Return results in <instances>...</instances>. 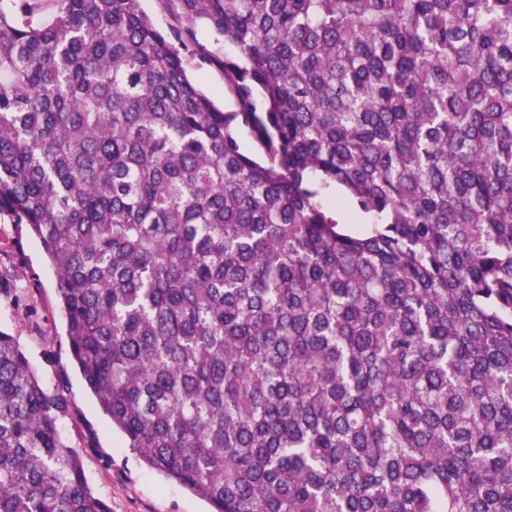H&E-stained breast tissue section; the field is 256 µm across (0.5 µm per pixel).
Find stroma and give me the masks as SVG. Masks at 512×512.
<instances>
[{
  "label": "stroma",
  "mask_w": 512,
  "mask_h": 512,
  "mask_svg": "<svg viewBox=\"0 0 512 512\" xmlns=\"http://www.w3.org/2000/svg\"><path fill=\"white\" fill-rule=\"evenodd\" d=\"M0 331L13 336L47 389L66 388L73 405L62 430L81 454L90 487L112 512H209L182 486L147 469L113 431L75 369L57 277L28 228L0 215Z\"/></svg>",
  "instance_id": "stroma-1"
}]
</instances>
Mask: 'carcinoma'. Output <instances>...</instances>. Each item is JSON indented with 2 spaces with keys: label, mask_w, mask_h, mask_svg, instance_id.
I'll return each instance as SVG.
<instances>
[{
  "label": "carcinoma",
  "mask_w": 512,
  "mask_h": 512,
  "mask_svg": "<svg viewBox=\"0 0 512 512\" xmlns=\"http://www.w3.org/2000/svg\"><path fill=\"white\" fill-rule=\"evenodd\" d=\"M158 3L0 0V215L100 411L212 512H512V0ZM69 416L0 332V512H111ZM195 82L210 93L221 105L225 111H233L235 109L233 101L224 97V75L216 69L208 66L196 68L192 74ZM327 203L331 206V208L336 210V215L339 217V220L346 224L345 227L352 231L362 230L366 225V219L359 214H356L352 211L350 207L351 204L348 202L347 198L341 193H333L327 199Z\"/></svg>",
  "instance_id": "obj_1"
}]
</instances>
